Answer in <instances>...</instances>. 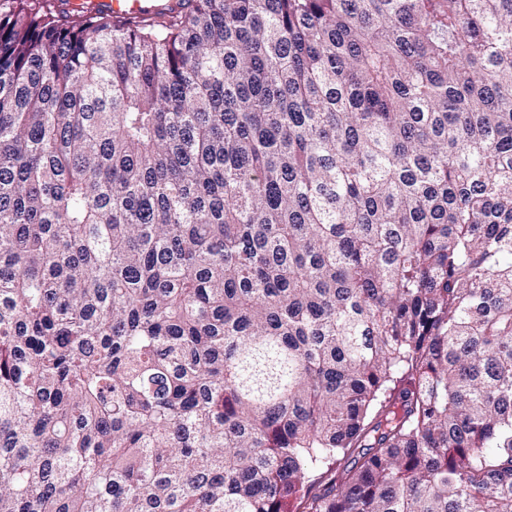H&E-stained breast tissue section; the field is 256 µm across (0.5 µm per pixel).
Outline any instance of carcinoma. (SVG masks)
I'll return each mask as SVG.
<instances>
[{"instance_id":"1","label":"carcinoma","mask_w":512,"mask_h":512,"mask_svg":"<svg viewBox=\"0 0 512 512\" xmlns=\"http://www.w3.org/2000/svg\"><path fill=\"white\" fill-rule=\"evenodd\" d=\"M0 0V512H512V0ZM97 8H106L118 14H138L141 11H154L160 6L156 0H90Z\"/></svg>"}]
</instances>
